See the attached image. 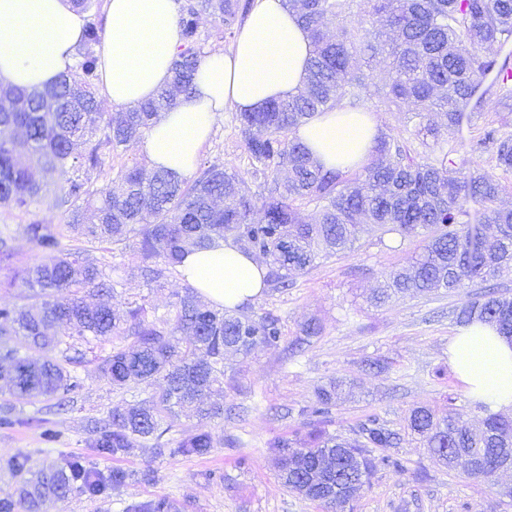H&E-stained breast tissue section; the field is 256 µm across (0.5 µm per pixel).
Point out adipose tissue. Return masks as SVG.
<instances>
[{
	"label": "adipose tissue",
	"instance_id": "adipose-tissue-1",
	"mask_svg": "<svg viewBox=\"0 0 512 512\" xmlns=\"http://www.w3.org/2000/svg\"><path fill=\"white\" fill-rule=\"evenodd\" d=\"M107 39L100 91L113 110L152 97L170 77L182 44L178 0H104ZM87 16L72 0H0V83L44 87L76 62ZM311 43L284 0H255L229 51L210 53L192 94L163 113L145 135L151 167L190 176L225 107L253 112L303 91ZM379 134L373 115L337 108L300 127L297 136L328 168H357ZM209 302L234 310L259 298L267 268L233 243L196 250L180 268ZM464 390L495 411H512V341L475 322L448 346Z\"/></svg>",
	"mask_w": 512,
	"mask_h": 512
}]
</instances>
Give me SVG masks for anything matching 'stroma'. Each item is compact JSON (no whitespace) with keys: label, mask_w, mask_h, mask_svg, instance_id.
<instances>
[{"label":"stroma","mask_w":512,"mask_h":512,"mask_svg":"<svg viewBox=\"0 0 512 512\" xmlns=\"http://www.w3.org/2000/svg\"><path fill=\"white\" fill-rule=\"evenodd\" d=\"M234 117L233 109L225 110L200 159L244 176L248 166ZM418 245L396 234L363 235L354 252L297 275L286 292L269 290L253 302L255 313L279 319L283 336L278 347L227 357L224 419L209 427V454L173 456L137 446L112 457L92 448L88 420L107 416L135 395L113 390L96 366L85 362L78 369L83 387L63 406L16 401L29 422L0 428V457L23 455L32 472L72 458L104 477L115 469L133 475L100 496L74 493L49 502L45 512H144L160 499L169 501V512H323L318 503L282 485L271 443L281 436L305 437L302 410L330 379L342 381L344 388L330 430L345 438L371 416L402 430L410 409L422 405L454 411L473 425L485 416L448 363V344L460 329L453 312L474 297L477 286L404 296L382 307L367 301L386 273L408 266ZM96 255L112 264L127 296L147 297L159 309H166L183 285L176 276L164 288H146L130 258L103 249ZM311 319L321 324L322 333L301 339L300 328ZM43 417L58 430L56 441L44 439ZM395 453L403 471H377L356 497L353 512H512V501L501 500L494 490L512 485V471L498 474L492 485L468 478L448 470L407 434Z\"/></svg>","instance_id":"35a3bbf8"}]
</instances>
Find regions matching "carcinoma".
<instances>
[{
	"label": "carcinoma",
	"instance_id": "cac0c4a2",
	"mask_svg": "<svg viewBox=\"0 0 512 512\" xmlns=\"http://www.w3.org/2000/svg\"><path fill=\"white\" fill-rule=\"evenodd\" d=\"M252 5L184 0L183 45L171 83L154 99L118 112L99 111L102 30L94 22L84 29L75 66L57 83L31 90L0 84V207L34 214L42 185L32 166L55 173L70 159L68 227L85 243L61 255L56 225L34 218L19 228L41 258L0 281L1 289L20 288L28 299L0 306V381L14 396L65 401L83 387L73 369L77 358L57 357L65 338L66 350L91 354L116 390L163 381L161 393L88 421L91 447L104 455H121L139 439L157 448L182 416L196 421L197 430L173 452L209 453L207 427L224 419L226 354L275 348L282 328L269 314L209 305L188 283L161 313L144 296L122 301V283L93 255L96 245L120 255L133 247L144 285L162 288L180 274L190 250L230 241L264 257V283L285 291L296 275L353 251L369 231L421 235L411 268L387 273L371 301L380 306L399 294L455 293L479 284L483 292L454 311L456 323L483 322L512 339V294L490 285L512 272V208L501 204L506 185L499 178L478 163L458 164L448 150L421 155L410 140L383 131L363 166L327 169L296 137L301 125L337 105L364 108L374 80V68L357 65L364 51L382 58L385 100L415 107L421 122L414 139L426 147L464 137L481 118L489 89L507 85L509 60L500 63L489 50L512 44V0H286L311 41L305 91L235 116L253 176L268 184L265 196L253 198L242 176L217 165H203L188 179L136 163L117 170L119 190L110 182L97 185L93 174L102 156L136 146L191 90L205 56L200 17L218 22L231 39ZM368 23L377 25L370 34ZM368 34L373 41L366 44ZM473 151L492 152L497 168L512 171V132L503 127L486 125ZM309 205L317 213L312 220L304 214ZM489 224L495 233L487 232ZM29 350L42 356L34 359ZM339 388L336 381L319 388L302 410L312 426L308 439L278 437L270 444L284 486L326 512H346L376 470H403L388 453L401 435L378 418L361 423L352 440L326 430ZM33 422L9 403L0 406V427ZM407 428L449 468L487 483L497 471L495 449L512 448V419L500 413H487L474 431L450 413L440 417L418 406ZM1 468L17 478V488L0 497V512H42L51 498L100 495L106 482L120 487L128 478L114 469L106 480L80 461L35 475L21 456L0 459Z\"/></svg>",
	"mask_w": 512,
	"mask_h": 512
}]
</instances>
